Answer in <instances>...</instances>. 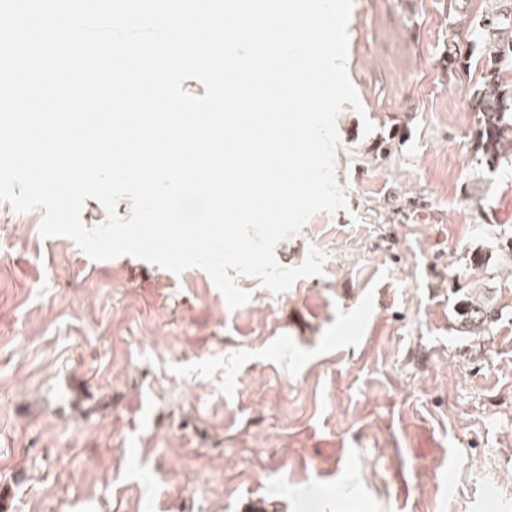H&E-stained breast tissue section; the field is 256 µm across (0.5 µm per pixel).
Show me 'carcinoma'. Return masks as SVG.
I'll list each match as a JSON object with an SVG mask.
<instances>
[{
    "label": "carcinoma",
    "mask_w": 512,
    "mask_h": 512,
    "mask_svg": "<svg viewBox=\"0 0 512 512\" xmlns=\"http://www.w3.org/2000/svg\"><path fill=\"white\" fill-rule=\"evenodd\" d=\"M489 2V10L474 22L485 47L480 81L472 91L470 107L478 118V164L494 170L512 149V85L503 80V73L512 69V0ZM463 33V29L454 25L448 27V56L444 57V67L452 73L466 64L460 41ZM495 320V312L475 300L463 302L458 311L462 333H485Z\"/></svg>",
    "instance_id": "cac0c4a2"
}]
</instances>
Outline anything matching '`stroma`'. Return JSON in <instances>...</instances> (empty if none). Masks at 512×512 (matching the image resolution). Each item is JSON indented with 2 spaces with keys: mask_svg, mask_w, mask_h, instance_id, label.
Returning a JSON list of instances; mask_svg holds the SVG:
<instances>
[{
  "mask_svg": "<svg viewBox=\"0 0 512 512\" xmlns=\"http://www.w3.org/2000/svg\"><path fill=\"white\" fill-rule=\"evenodd\" d=\"M448 23L353 0L347 207L277 244L327 254L283 293L245 277L232 310L201 269L92 260L0 201V512H512V166L477 163ZM464 297L491 332H458Z\"/></svg>",
  "mask_w": 512,
  "mask_h": 512,
  "instance_id": "35a3bbf8",
  "label": "stroma"
}]
</instances>
